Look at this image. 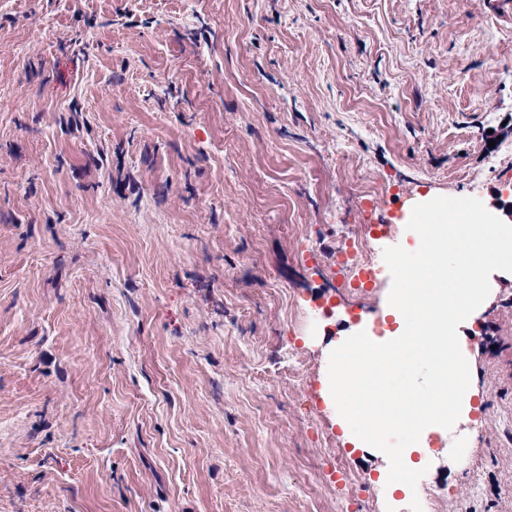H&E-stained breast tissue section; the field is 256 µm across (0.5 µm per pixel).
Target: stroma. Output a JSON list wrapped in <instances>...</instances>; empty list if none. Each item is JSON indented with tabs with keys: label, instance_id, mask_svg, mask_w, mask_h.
Here are the masks:
<instances>
[{
	"label": "stroma",
	"instance_id": "stroma-1",
	"mask_svg": "<svg viewBox=\"0 0 512 512\" xmlns=\"http://www.w3.org/2000/svg\"><path fill=\"white\" fill-rule=\"evenodd\" d=\"M512 0H0V512H346L336 256L512 184ZM375 195H368L369 186ZM432 512H512V277ZM336 315L314 316L322 295Z\"/></svg>",
	"mask_w": 512,
	"mask_h": 512
}]
</instances>
